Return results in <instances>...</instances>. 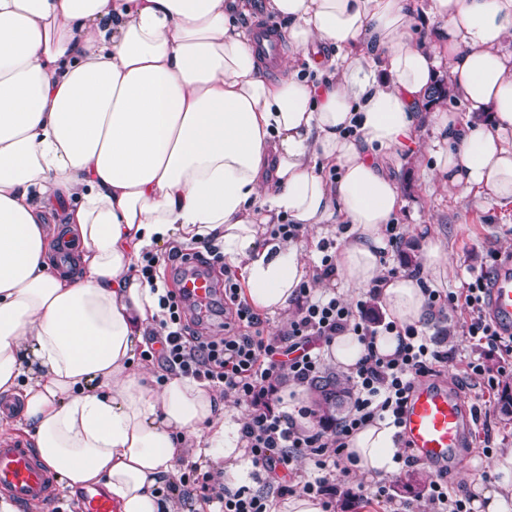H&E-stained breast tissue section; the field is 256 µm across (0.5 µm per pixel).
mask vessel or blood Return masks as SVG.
<instances>
[{
    "mask_svg": "<svg viewBox=\"0 0 512 512\" xmlns=\"http://www.w3.org/2000/svg\"><path fill=\"white\" fill-rule=\"evenodd\" d=\"M253 32L260 55L271 61L281 56L282 40L270 26H255ZM180 287L198 315L210 312L218 290L208 271L187 269ZM487 313L503 335H512V258L500 265L493 278ZM472 430L469 407L454 385L429 380L414 387L402 431L417 462L441 468L463 466L472 455ZM0 491L48 512L57 496L58 480L24 442L0 441ZM77 512H114V508L106 493L95 488L83 491Z\"/></svg>",
    "mask_w": 512,
    "mask_h": 512,
    "instance_id": "1",
    "label": "vessel or blood"
}]
</instances>
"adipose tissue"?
<instances>
[{
  "instance_id": "adipose-tissue-1",
  "label": "adipose tissue",
  "mask_w": 512,
  "mask_h": 512,
  "mask_svg": "<svg viewBox=\"0 0 512 512\" xmlns=\"http://www.w3.org/2000/svg\"><path fill=\"white\" fill-rule=\"evenodd\" d=\"M292 52L267 66L241 0H0V432L29 436L71 490L103 487L117 512H176L162 490L184 462L236 489L252 466L237 409L208 382L135 365L160 313L141 257L212 237L239 266L251 305L287 314L313 272L293 240L346 230L345 289L376 287L388 320L418 325L448 255L428 243L419 272L386 276V227L401 207L391 158L418 145L449 187L512 201V0H429L441 26L417 38L416 0H266ZM330 53L300 76L320 48ZM445 66L456 96L488 122L426 111ZM448 145L421 143L425 125ZM336 168L327 180L325 168ZM70 200L49 226L55 197ZM72 270L46 261L60 235ZM394 430L349 440L357 475L391 473ZM505 481L475 486L481 512H512Z\"/></svg>"
}]
</instances>
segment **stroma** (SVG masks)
I'll return each mask as SVG.
<instances>
[{
	"instance_id": "stroma-1",
	"label": "stroma",
	"mask_w": 512,
	"mask_h": 512,
	"mask_svg": "<svg viewBox=\"0 0 512 512\" xmlns=\"http://www.w3.org/2000/svg\"><path fill=\"white\" fill-rule=\"evenodd\" d=\"M435 159L427 151L401 154L395 176L400 185L403 205L395 222L402 235L384 255L387 267L406 273L418 268L428 242L440 241L452 261L448 273L436 283L437 289L458 288L489 271L485 263L488 251L501 256L512 254V204L497 202L488 194L466 193L448 189L432 179ZM465 315L462 304L449 306L443 313H429L424 329L441 348L456 350L473 358H482L489 370L498 371L497 356L482 354L474 341L461 333ZM497 388L473 386L464 389L468 403L479 406L481 415L471 435L475 455L471 466L449 473L453 489L470 491L472 483L494 488L492 460L482 454L484 440L498 449L512 448V414H503L499 387L512 384V373L500 374ZM434 475L432 468L415 463L402 473L389 474L388 495H371V479L355 476L337 477L336 512H397L401 502H410L414 512H430L425 489Z\"/></svg>"
}]
</instances>
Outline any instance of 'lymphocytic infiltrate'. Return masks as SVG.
Returning a JSON list of instances; mask_svg holds the SVG:
<instances>
[{
	"label": "lymphocytic infiltrate",
	"instance_id": "lymphocytic-infiltrate-1",
	"mask_svg": "<svg viewBox=\"0 0 512 512\" xmlns=\"http://www.w3.org/2000/svg\"><path fill=\"white\" fill-rule=\"evenodd\" d=\"M426 296L431 311L463 303L467 311L461 324L463 335L487 353L512 355V337L502 336L486 315L489 288L484 278H475L446 293L430 289ZM376 298L373 288L364 299L352 303L333 293L315 296L308 286H301L287 332L271 338L262 334L259 316L241 300L239 286L228 274L224 277V299L234 310L236 329L221 336L190 335L180 292L166 288L159 296L161 312L152 340L159 343L158 355L168 368L224 389L245 406L240 440L254 476L275 473L280 467L290 470L299 458H309L313 475L301 476L292 485L278 483L276 492L282 496L302 492L319 498L325 512H333L336 485L332 478L336 473L351 471L346 453L349 437L378 420L400 426L414 383L435 375L439 367L457 357L456 351L431 348L418 327H400L392 321L379 328L372 326L371 303ZM345 332L356 336L366 349L347 376L353 391L352 407L334 426L300 430L291 417L275 412V384L285 374L303 383L315 379L322 369L317 346L330 344ZM385 332L400 338L391 356L378 355L375 350L377 337ZM199 480L217 512H269L267 492L247 486L227 490L223 483L213 481L211 474H199L194 466L178 481L169 483L167 490L183 496L189 485Z\"/></svg>",
	"mask_w": 512,
	"mask_h": 512
}]
</instances>
